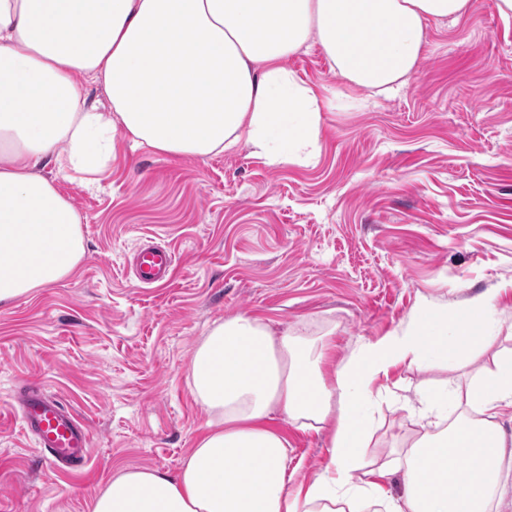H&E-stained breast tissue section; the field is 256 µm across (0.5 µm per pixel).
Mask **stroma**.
<instances>
[{
	"label": "stroma",
	"mask_w": 512,
	"mask_h": 512,
	"mask_svg": "<svg viewBox=\"0 0 512 512\" xmlns=\"http://www.w3.org/2000/svg\"><path fill=\"white\" fill-rule=\"evenodd\" d=\"M335 100L346 84L318 46L287 60ZM82 219L70 276L0 305V512H92L120 471L176 475L209 415L190 378L215 322L330 335L337 358L384 336L421 297L461 307L496 288L512 325V18L477 0L429 23L417 73L362 109L333 107L311 166L268 167L247 146L199 159L118 143L95 183L41 168ZM178 260L170 281L131 275L145 238ZM36 380L87 425L81 468L47 463L12 410ZM294 484L327 462L328 430L285 426Z\"/></svg>",
	"instance_id": "35a3bbf8"
}]
</instances>
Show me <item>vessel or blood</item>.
<instances>
[{
	"instance_id": "vessel-or-blood-1",
	"label": "vessel or blood",
	"mask_w": 512,
	"mask_h": 512,
	"mask_svg": "<svg viewBox=\"0 0 512 512\" xmlns=\"http://www.w3.org/2000/svg\"><path fill=\"white\" fill-rule=\"evenodd\" d=\"M173 256L166 249L141 246L137 254L139 276L147 282L168 277ZM20 420L24 431L34 437L37 448L50 464L82 467L91 447L88 428L63 401L47 397L39 384L27 385L20 395Z\"/></svg>"
}]
</instances>
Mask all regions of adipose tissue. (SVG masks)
I'll list each match as a JSON object with an SVG mask.
<instances>
[{"label": "adipose tissue", "instance_id": "obj_1", "mask_svg": "<svg viewBox=\"0 0 512 512\" xmlns=\"http://www.w3.org/2000/svg\"><path fill=\"white\" fill-rule=\"evenodd\" d=\"M474 0H0V305L59 282L80 261L81 218L49 161L94 174L117 140L206 158L246 143L277 168L321 151L322 101L286 61L318 44L364 108L416 74L429 22L456 21ZM109 101L87 104L79 81ZM498 292L464 307L421 298L407 320L334 345L241 313L213 323L190 360L209 421L179 472L129 469L92 512H490L512 488L488 480L502 460L498 419L512 410V349L468 378L400 401L380 385L392 367L470 361L495 339ZM401 404L421 431L396 440L391 463L367 465L375 413ZM329 428V459L292 490L282 422ZM403 473L394 493L387 480Z\"/></svg>", "mask_w": 512, "mask_h": 512}]
</instances>
